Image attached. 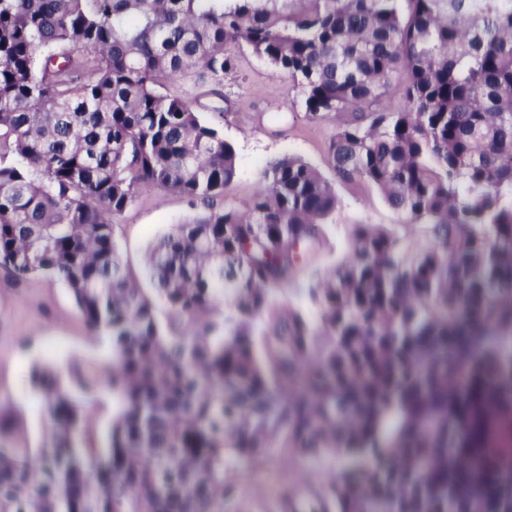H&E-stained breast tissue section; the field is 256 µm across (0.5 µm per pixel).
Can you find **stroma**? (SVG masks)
Instances as JSON below:
<instances>
[{
    "label": "stroma",
    "mask_w": 512,
    "mask_h": 512,
    "mask_svg": "<svg viewBox=\"0 0 512 512\" xmlns=\"http://www.w3.org/2000/svg\"><path fill=\"white\" fill-rule=\"evenodd\" d=\"M165 90L197 98L202 118L221 123L225 139L234 143L238 176L224 194L226 202L238 207L247 203L259 187L261 170L278 156H299L326 179H333L327 147L335 131L334 121H308L287 77L248 48L238 50L236 69L224 76L226 119H219L213 112L214 98L209 86L178 78L166 84ZM263 112L287 113L288 121L277 129H269L267 123L258 119ZM336 194L338 207L322 224L321 246L305 262L304 274L327 272L344 258L354 225L392 227L401 222L400 215L373 188L340 184ZM191 213L185 198L155 188L140 193L115 217L114 238L121 259L139 284L147 282L145 262L149 245ZM110 356L108 342L86 327L62 282L50 276L18 282L0 270V404L11 409L22 445L39 447L45 431L41 400L29 381L32 366H63L76 358L105 363ZM342 466L343 458L339 455L287 460L277 451H270L232 512H281L282 490L314 495Z\"/></svg>",
    "instance_id": "stroma-1"
}]
</instances>
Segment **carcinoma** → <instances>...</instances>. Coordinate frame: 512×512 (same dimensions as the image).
Returning a JSON list of instances; mask_svg holds the SVG:
<instances>
[{
	"label": "carcinoma",
	"mask_w": 512,
	"mask_h": 512,
	"mask_svg": "<svg viewBox=\"0 0 512 512\" xmlns=\"http://www.w3.org/2000/svg\"><path fill=\"white\" fill-rule=\"evenodd\" d=\"M243 47L306 117L336 118V181L430 232L411 250L354 225L350 257L303 284L316 324L283 291L335 185L284 155L244 208L219 206L235 146L159 91L191 78L224 100ZM155 187L197 213L149 247L150 295L112 219ZM0 268L64 282L111 345L105 367L32 368L38 448L0 408V512H229L271 448L349 456L287 512H483L448 475L512 447V0H0Z\"/></svg>",
	"instance_id": "cac0c4a2"
}]
</instances>
